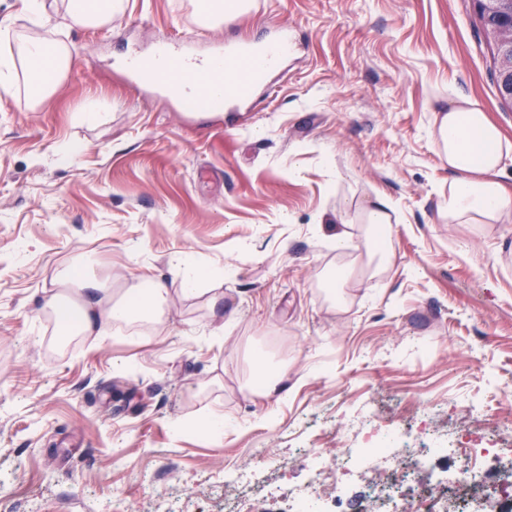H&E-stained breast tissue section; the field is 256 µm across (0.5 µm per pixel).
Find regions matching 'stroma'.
<instances>
[{
	"mask_svg": "<svg viewBox=\"0 0 512 512\" xmlns=\"http://www.w3.org/2000/svg\"><path fill=\"white\" fill-rule=\"evenodd\" d=\"M280 24L298 49L250 112L182 111L122 67ZM21 36L71 59L41 105L23 75L0 83V512H228L260 493L225 468L261 450L281 460L267 512H287L278 490L306 481L303 449L333 459L364 404L408 440L423 417L462 434L512 422V223L443 217L451 176L430 134L465 98L512 140L473 0H251L217 27L196 0H125L96 27L66 0L41 20L0 0V51ZM380 196L395 206L382 261L365 224ZM188 267L204 272L192 293ZM80 270L116 290L158 276L167 306L62 338L41 300ZM268 361L283 380L258 396ZM405 476L428 478L399 465L324 494L361 512L369 486Z\"/></svg>",
	"mask_w": 512,
	"mask_h": 512,
	"instance_id": "35a3bbf8",
	"label": "stroma"
}]
</instances>
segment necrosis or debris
I'll return each instance as SVG.
<instances>
[{"mask_svg":"<svg viewBox=\"0 0 512 512\" xmlns=\"http://www.w3.org/2000/svg\"><path fill=\"white\" fill-rule=\"evenodd\" d=\"M361 418V429L343 441L332 463L314 464L305 485L284 490L292 512H325L322 488L343 487L358 469L391 455L417 471L427 470L439 455L454 457L456 465L447 481L429 479L409 500L399 484L373 487L363 512H512V469L494 473L488 467L505 456L498 440L482 432L468 438L451 435L425 420L418 444L401 446L391 432L379 428L372 406H364Z\"/></svg>","mask_w":512,"mask_h":512,"instance_id":"1","label":"necrosis or debris"}]
</instances>
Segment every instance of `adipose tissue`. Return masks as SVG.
Returning a JSON list of instances; mask_svg holds the SVG:
<instances>
[{
  "mask_svg": "<svg viewBox=\"0 0 512 512\" xmlns=\"http://www.w3.org/2000/svg\"><path fill=\"white\" fill-rule=\"evenodd\" d=\"M69 64L67 46L42 39L20 42L17 53L0 55V82L13 79L23 67L26 93L32 104L50 97ZM432 136L452 175L445 211L452 224H495L512 220V190L498 179L505 159L512 157V142L504 140L495 124L472 102L460 99L436 115ZM81 303L73 307L60 295L45 297L61 326L89 333L95 328L132 316L153 317L161 312L168 290L160 278L150 277L143 287L113 300L98 283L82 282Z\"/></svg>",
  "mask_w": 512,
  "mask_h": 512,
  "instance_id": "1",
  "label": "adipose tissue"
}]
</instances>
